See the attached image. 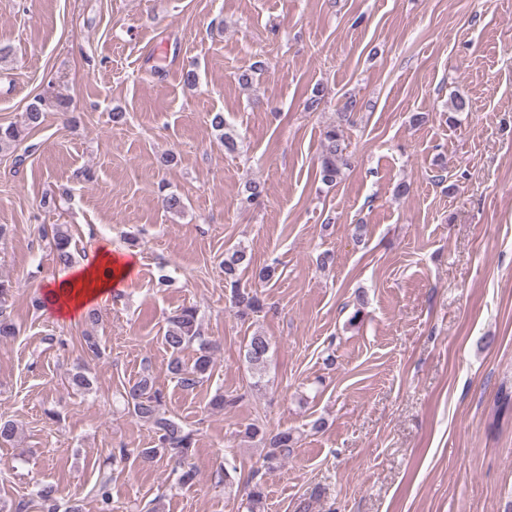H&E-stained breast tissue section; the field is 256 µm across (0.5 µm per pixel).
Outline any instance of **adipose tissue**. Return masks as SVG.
Listing matches in <instances>:
<instances>
[{"instance_id": "adipose-tissue-1", "label": "adipose tissue", "mask_w": 512, "mask_h": 512, "mask_svg": "<svg viewBox=\"0 0 512 512\" xmlns=\"http://www.w3.org/2000/svg\"><path fill=\"white\" fill-rule=\"evenodd\" d=\"M131 268V263L113 256L111 250L100 249L91 262L74 269L68 280L55 287L58 313L70 317L84 314L106 300Z\"/></svg>"}]
</instances>
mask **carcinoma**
<instances>
[{
	"instance_id": "1",
	"label": "carcinoma",
	"mask_w": 512,
	"mask_h": 512,
	"mask_svg": "<svg viewBox=\"0 0 512 512\" xmlns=\"http://www.w3.org/2000/svg\"><path fill=\"white\" fill-rule=\"evenodd\" d=\"M67 104L61 100H47L36 97L26 107L25 127L21 128L13 124L0 125V149L9 146L24 137V129L38 127L42 118L49 109L61 110ZM211 128L218 132L219 140L224 144V150L233 152L237 149L235 134L227 130L224 113H209ZM344 135L336 126L327 128L323 132V152L320 163L319 177L323 185L335 186L343 176V169L347 161L343 156ZM53 247L58 264L69 267L74 262V256L70 250L71 236L68 230L60 224L53 228ZM246 259L243 249H235L224 257V280L232 287V302L243 311L257 312L262 308V303L257 294L238 288L239 267ZM10 293V285L0 280V340H7L16 336V326L6 314L4 305ZM164 342L171 350L172 357L169 363L170 371L176 375L179 384L186 390H192L201 385L206 375L210 372L211 358L209 345L201 338L197 327V311L192 307H183L175 315L168 319V325L164 332ZM198 343V355L193 365L187 367L183 364L179 353L188 345ZM270 342L266 336L255 333L245 344V359L256 371L261 373L268 362ZM123 398L127 402L128 409L140 420L151 424L155 430L154 445L150 448L136 449L137 456L144 462L153 461L158 455L167 453L175 459V463L183 467L193 448V434L185 429L178 421L166 418L160 413L162 405V393L155 387L148 376L124 387ZM245 434L254 439L260 438L265 442L269 451L265 455V463L271 468L282 457L288 455L293 447L294 438L288 431L275 434L267 432L265 426L252 423L245 429ZM56 486L43 483L38 486L36 497L40 500L46 512H57Z\"/></svg>"
}]
</instances>
